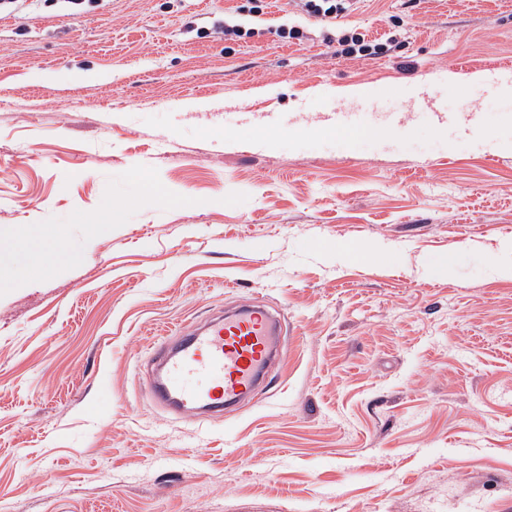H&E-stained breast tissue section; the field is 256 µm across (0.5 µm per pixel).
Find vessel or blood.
Returning a JSON list of instances; mask_svg holds the SVG:
<instances>
[{
    "instance_id": "obj_1",
    "label": "vessel or blood",
    "mask_w": 512,
    "mask_h": 512,
    "mask_svg": "<svg viewBox=\"0 0 512 512\" xmlns=\"http://www.w3.org/2000/svg\"><path fill=\"white\" fill-rule=\"evenodd\" d=\"M287 334L278 311L247 306L187 324L150 356L149 392L175 413L215 419L249 398Z\"/></svg>"
}]
</instances>
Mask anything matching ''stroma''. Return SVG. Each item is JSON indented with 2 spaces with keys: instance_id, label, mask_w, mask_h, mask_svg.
<instances>
[{
  "instance_id": "1",
  "label": "stroma",
  "mask_w": 512,
  "mask_h": 512,
  "mask_svg": "<svg viewBox=\"0 0 512 512\" xmlns=\"http://www.w3.org/2000/svg\"><path fill=\"white\" fill-rule=\"evenodd\" d=\"M268 3L0 13V512H512V0ZM251 301L256 401L156 406L164 333ZM302 6L315 18L333 19L349 10L352 0H304Z\"/></svg>"
}]
</instances>
